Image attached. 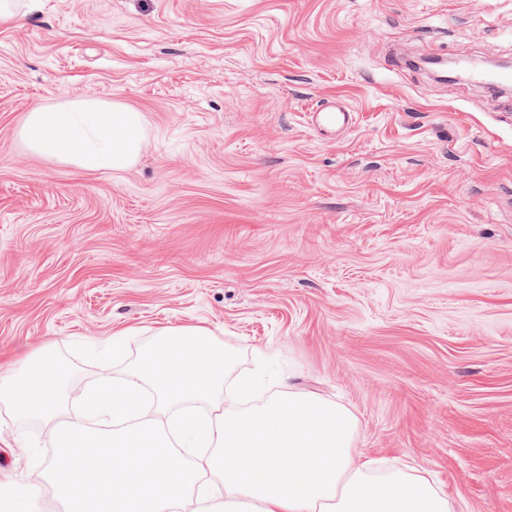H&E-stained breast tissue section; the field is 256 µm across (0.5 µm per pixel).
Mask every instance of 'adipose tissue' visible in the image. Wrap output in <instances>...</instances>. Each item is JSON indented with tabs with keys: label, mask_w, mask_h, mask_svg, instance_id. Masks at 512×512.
I'll return each mask as SVG.
<instances>
[{
	"label": "adipose tissue",
	"mask_w": 512,
	"mask_h": 512,
	"mask_svg": "<svg viewBox=\"0 0 512 512\" xmlns=\"http://www.w3.org/2000/svg\"><path fill=\"white\" fill-rule=\"evenodd\" d=\"M144 117L128 106L106 100L65 99L51 107L32 108L20 136L38 155L84 172L125 170L144 148ZM52 383L44 389L31 380L28 368L5 376L0 400L22 414H51L57 404L61 376L52 359L37 363Z\"/></svg>",
	"instance_id": "1"
}]
</instances>
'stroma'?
I'll return each instance as SVG.
<instances>
[{
	"label": "stroma",
	"mask_w": 512,
	"mask_h": 512,
	"mask_svg": "<svg viewBox=\"0 0 512 512\" xmlns=\"http://www.w3.org/2000/svg\"><path fill=\"white\" fill-rule=\"evenodd\" d=\"M0 23V366L161 326L238 353L234 383L318 395L376 474L427 471L459 512H512V93L389 59L512 60V0H24ZM145 117L134 166L28 152L65 98ZM341 100L337 139L309 123ZM49 422L0 403V473L44 492Z\"/></svg>",
	"instance_id": "1"
}]
</instances>
